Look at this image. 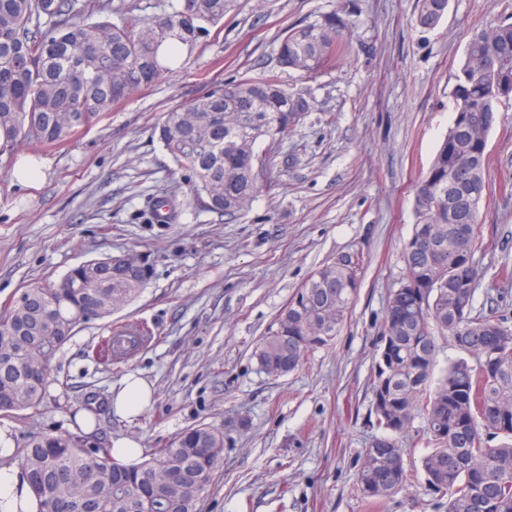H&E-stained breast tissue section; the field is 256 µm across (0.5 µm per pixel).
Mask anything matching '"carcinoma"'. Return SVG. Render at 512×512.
Instances as JSON below:
<instances>
[{"mask_svg": "<svg viewBox=\"0 0 512 512\" xmlns=\"http://www.w3.org/2000/svg\"><path fill=\"white\" fill-rule=\"evenodd\" d=\"M448 0H420L418 24L442 19ZM239 7V0H163L135 16L125 0H0V155L26 144L66 141L176 67L185 52ZM336 16L291 29L279 46L284 68L313 78L338 52ZM512 94V23L477 27L452 92L453 118L416 190L417 222L402 248L399 285L388 297L370 392L373 426L358 484L379 503L415 483L400 437L424 421L428 490L447 512H512V327L494 307H475L480 207L489 191L487 140ZM307 98L273 77L226 82L180 104L156 126L199 205L238 214L259 193L258 143L285 135L309 111ZM359 257L315 269L255 350L280 377L335 338L359 288ZM153 267L128 275L112 259L72 268L23 288L0 306V415L37 411L50 364L77 327L104 320L150 282ZM148 335L112 329L93 349L112 364ZM471 355L435 374L440 340ZM224 459V432L201 424L173 436L137 465L77 428L28 434L9 461L26 477L39 512H197Z\"/></svg>", "mask_w": 512, "mask_h": 512, "instance_id": "obj_1", "label": "carcinoma"}]
</instances>
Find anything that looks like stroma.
<instances>
[{"mask_svg":"<svg viewBox=\"0 0 512 512\" xmlns=\"http://www.w3.org/2000/svg\"><path fill=\"white\" fill-rule=\"evenodd\" d=\"M417 14L418 0H241L178 68L65 143L0 156V304L110 253L155 260L138 298L110 322L78 328L56 353L38 413L0 416L12 445L32 431L72 430L93 405L99 437L135 439L146 455L197 425L223 428L224 461L200 512H446L421 481L372 510L357 474L376 434L369 383L416 221L415 185L451 123L471 29L512 18V0H448L432 28ZM330 15L346 51L313 79L281 68L285 33ZM263 75L305 93L312 110L260 143L266 168L249 210L205 211L153 128L176 105ZM28 158L43 167L24 185L14 170ZM487 159L475 305L512 319V280L501 275L512 267V99L499 108ZM163 196L176 210L158 224L149 205ZM349 254L361 259L360 288L336 338L294 372L266 375L256 344L313 269ZM127 322L146 324L150 340L121 363L92 361L109 324ZM131 373L154 394L126 421L109 398Z\"/></svg>","mask_w":512,"mask_h":512,"instance_id":"obj_1","label":"stroma"}]
</instances>
